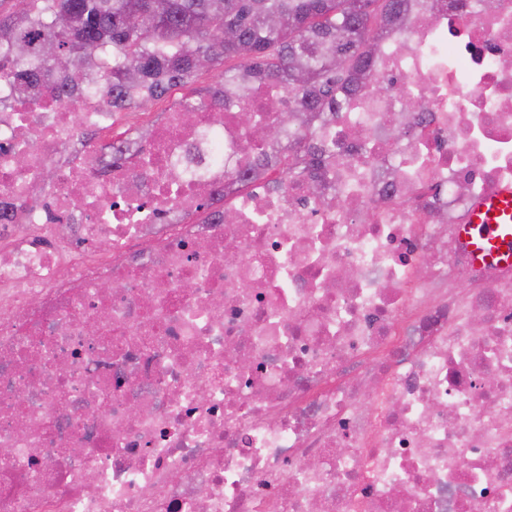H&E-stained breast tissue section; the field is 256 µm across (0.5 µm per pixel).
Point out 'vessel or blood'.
<instances>
[{
  "label": "vessel or blood",
  "instance_id": "vessel-or-blood-1",
  "mask_svg": "<svg viewBox=\"0 0 512 512\" xmlns=\"http://www.w3.org/2000/svg\"><path fill=\"white\" fill-rule=\"evenodd\" d=\"M459 233L475 264L512 265V188L480 198Z\"/></svg>",
  "mask_w": 512,
  "mask_h": 512
}]
</instances>
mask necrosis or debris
Returning <instances> with one entry per match:
<instances>
[{
	"mask_svg": "<svg viewBox=\"0 0 512 512\" xmlns=\"http://www.w3.org/2000/svg\"><path fill=\"white\" fill-rule=\"evenodd\" d=\"M376 73L318 179L243 185L278 87L115 165L97 95L0 86V512H512V267L458 236L512 188V0H436Z\"/></svg>",
	"mask_w": 512,
	"mask_h": 512,
	"instance_id": "obj_1",
	"label": "necrosis or debris"
}]
</instances>
